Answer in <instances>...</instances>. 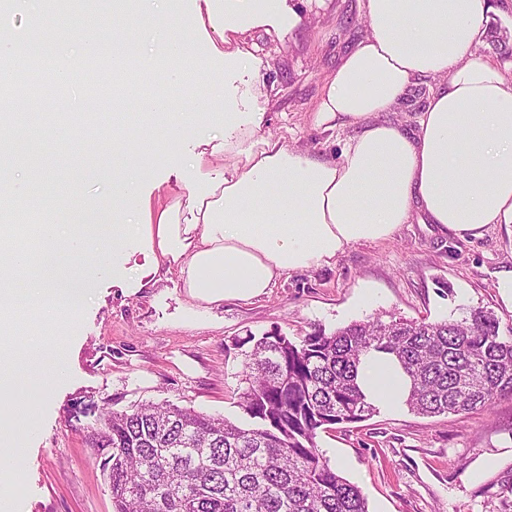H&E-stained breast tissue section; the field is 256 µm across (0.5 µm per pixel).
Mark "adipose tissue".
Returning <instances> with one entry per match:
<instances>
[{"instance_id": "obj_1", "label": "adipose tissue", "mask_w": 512, "mask_h": 512, "mask_svg": "<svg viewBox=\"0 0 512 512\" xmlns=\"http://www.w3.org/2000/svg\"><path fill=\"white\" fill-rule=\"evenodd\" d=\"M486 0H366L367 33L326 81L311 116L326 132L353 129L338 157L326 158L262 134L264 113L194 154L197 169L222 161L201 191L172 196L135 165L112 182L113 198L137 215L116 224L126 245L146 239V262L117 285L134 296L176 276L188 297L208 305L267 295L283 276L332 264L350 246L391 239L401 225L432 224L459 238L490 224L512 225V82L473 48ZM248 18L207 14L218 30L211 56L255 80L248 48L257 25H276L287 0H240ZM438 80L415 130L382 120L418 80ZM381 405L407 395L402 370L384 354L359 373Z\"/></svg>"}]
</instances>
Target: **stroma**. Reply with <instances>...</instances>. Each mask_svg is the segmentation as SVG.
<instances>
[{
  "instance_id": "1",
  "label": "stroma",
  "mask_w": 512,
  "mask_h": 512,
  "mask_svg": "<svg viewBox=\"0 0 512 512\" xmlns=\"http://www.w3.org/2000/svg\"><path fill=\"white\" fill-rule=\"evenodd\" d=\"M203 0H167L164 22L140 33L146 51L177 36V23L193 17ZM476 51L512 80V0H487ZM290 29L283 37L253 27L251 50L265 69L261 95L251 109L267 112L265 134L336 156L340 136L312 126L310 114L341 58L366 33L364 0H288ZM191 53L208 61L203 81L184 111L195 118L179 140L152 161L154 180L174 194L204 183L191 163L192 141L224 132V62L211 57L216 32L187 27ZM510 45L493 50L489 39ZM117 125L130 131L120 148L88 154L90 139L68 138L50 126L31 139L17 138L11 178L38 171L26 199L42 197L51 224L90 225L91 239L108 268L128 270L112 250V227L134 223L113 203L109 174L136 161L143 129L164 135L163 114L144 116L134 104L120 109ZM69 183L87 211L57 205L53 190ZM512 267V229L488 225L481 236L461 239L431 224H405L392 239L349 247L334 263L283 277L270 294L251 302L192 305L178 279L134 297L96 289L77 327L68 333L61 379L39 358V345L20 353L15 386L38 402L29 422L15 483L0 487V512H112L110 491L87 436L108 411L139 402H169L210 415L242 419L236 405L240 358L234 339L277 332L295 339L315 328L333 331L354 321L393 314L407 319H458L463 310L493 312L501 328L512 309L501 300L497 275ZM319 448L343 477L355 483L370 512H512V498H488L480 488L512 469V398L463 415L422 417L406 406L380 408L369 420L320 433Z\"/></svg>"
}]
</instances>
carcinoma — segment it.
I'll return each mask as SVG.
<instances>
[{
    "label": "carcinoma",
    "instance_id": "obj_1",
    "mask_svg": "<svg viewBox=\"0 0 512 512\" xmlns=\"http://www.w3.org/2000/svg\"><path fill=\"white\" fill-rule=\"evenodd\" d=\"M235 348L242 421L153 402L103 414L94 457L111 456L101 472L112 512H369L317 436L379 410L358 383L372 352L396 360L409 382L404 405L418 415L469 413L512 395V329L502 335L480 308L442 321H354L296 339L247 336ZM481 493L512 496V469Z\"/></svg>",
    "mask_w": 512,
    "mask_h": 512
}]
</instances>
